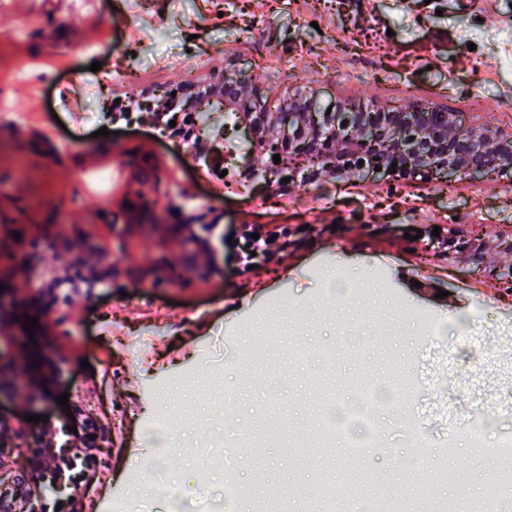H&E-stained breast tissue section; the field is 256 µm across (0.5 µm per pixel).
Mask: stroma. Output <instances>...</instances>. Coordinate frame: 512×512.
<instances>
[{"instance_id":"35a3bbf8","label":"stroma","mask_w":512,"mask_h":512,"mask_svg":"<svg viewBox=\"0 0 512 512\" xmlns=\"http://www.w3.org/2000/svg\"><path fill=\"white\" fill-rule=\"evenodd\" d=\"M10 2L0 0V94L25 114L22 138L48 128L70 145L45 157L0 140V171L14 172L32 224L47 198L72 201L80 223L111 220L133 170L91 152L110 123L106 100L153 105L231 68L272 106L313 84L325 105L426 103L468 127L512 131V0H75L70 17L46 2L27 36ZM21 67L28 79L17 84ZM114 141L153 152L170 192L186 191L197 223L215 225L212 278L201 283L173 251L178 287L123 276L95 286L89 271L112 254L36 251L38 275L62 280L58 304L43 307L61 374L33 398L26 353L14 349L18 385L0 394V416L34 418L26 450L4 460L24 489L46 478L26 467L27 449L71 416L94 462L69 512H306L291 490L331 482L432 512L512 485L503 458L476 453L466 430L433 412L448 402L462 425L512 442V413L501 409L512 401V250L500 245L512 237V171L452 183L427 172L324 178L282 170L246 142L219 179L194 147L148 126H120ZM109 168L114 179L99 182ZM454 224L478 235L481 259L466 247L423 252L434 227ZM254 230L287 234L288 245L248 270L239 255ZM436 334L454 345L450 366L422 361ZM373 387L400 401L364 407L376 443L352 464L323 407ZM407 401L417 413L402 412ZM285 428L303 443L295 453L279 442ZM228 441L258 454L265 482L225 469ZM183 482L204 497L173 500Z\"/></svg>"}]
</instances>
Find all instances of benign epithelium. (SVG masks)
Returning <instances> with one entry per match:
<instances>
[{"instance_id": "obj_1", "label": "benign epithelium", "mask_w": 512, "mask_h": 512, "mask_svg": "<svg viewBox=\"0 0 512 512\" xmlns=\"http://www.w3.org/2000/svg\"><path fill=\"white\" fill-rule=\"evenodd\" d=\"M222 110L235 115L240 123L247 125L250 135L267 127L280 126L288 131V145L292 151L288 157L312 167L337 174L346 165V158L356 156L364 162L366 172L380 176L391 165L404 170L434 169L448 181L459 175L470 179L490 177L503 169H512V132L463 127L458 114L446 108L415 106L410 111L384 110L375 112L363 108L336 106L328 114L314 110L318 102V91L310 86L305 91L292 95L272 110L255 97L246 78L239 73L224 74L221 97L217 99ZM122 155L140 172L157 177L161 166L148 153L125 149ZM118 209L124 221L110 224H78L67 217L62 223L45 230L37 227L20 238H14L17 225L5 230L0 226V256L15 252L22 258L7 263L0 261V313L13 312L16 296L13 279L30 277L36 280L34 268L24 260L28 252L23 248L24 240L30 236L46 243L63 256L93 250L112 251L119 259L130 258L136 239L150 234L157 240L160 261L147 271L132 266L127 270L140 281L151 280L152 284L178 285L166 264L167 253L178 248L188 259L200 251L211 248L209 239L202 238L193 230V215L183 204L161 203L143 191L126 192L119 200ZM15 371V362L8 349L0 346V391L8 389ZM22 422L0 418V459L8 450L9 442L25 436ZM77 452L73 441L64 448L51 447L41 455L28 461L30 467L42 470L52 468L61 459ZM62 488L51 483L43 486L27 499L18 497L15 480L0 463V512H16V504L24 501L28 512H41L42 502L49 495H57Z\"/></svg>"}]
</instances>
